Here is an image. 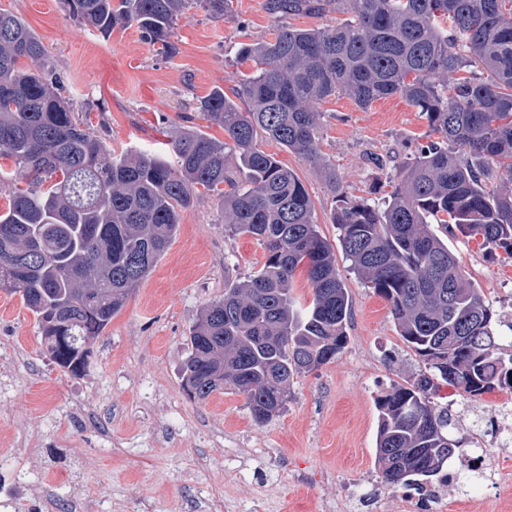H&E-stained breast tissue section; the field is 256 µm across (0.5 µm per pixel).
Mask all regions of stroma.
Returning <instances> with one entry per match:
<instances>
[{"label":"stroma","mask_w":512,"mask_h":512,"mask_svg":"<svg viewBox=\"0 0 512 512\" xmlns=\"http://www.w3.org/2000/svg\"><path fill=\"white\" fill-rule=\"evenodd\" d=\"M41 39L75 112L114 150H149L165 141L178 114L216 138L224 132L197 114L214 86L231 89L251 63L239 44L267 36L279 18L266 0H233L223 20L190 8L172 33L173 59L157 55L136 26L109 37L68 15L62 0H0ZM320 149L349 195L376 202L377 187L427 142L425 115L394 95L357 107L328 98ZM266 152L293 169L314 205L321 235L337 244L335 194L319 167L272 141ZM448 244L492 302L512 320V255L481 249L454 234ZM251 236L224 229L212 197L182 212L176 236L147 278L92 342L85 372L72 376L42 351L38 323L20 295L0 291V512H72L77 494L97 512H325L361 485L379 495L378 512H418L404 488L384 482L375 457L379 390L424 373V361L399 336L387 301L336 266L352 300L349 343L336 359L296 378L286 410L260 425L243 395L226 388L206 400L182 386L189 333L225 282L243 281L264 262ZM512 399L494 389L477 399L439 384V406L490 414ZM447 512H505L512 478L485 490L480 507L451 484Z\"/></svg>","instance_id":"stroma-1"}]
</instances>
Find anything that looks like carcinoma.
I'll return each mask as SVG.
<instances>
[{"label":"carcinoma","mask_w":512,"mask_h":512,"mask_svg":"<svg viewBox=\"0 0 512 512\" xmlns=\"http://www.w3.org/2000/svg\"><path fill=\"white\" fill-rule=\"evenodd\" d=\"M79 25L106 37L136 25L158 55L178 53L172 31L196 5L213 19L229 0H63ZM272 14L347 15L329 28L281 24L237 51L254 69L233 95L214 87L199 112L219 140L173 127L167 151L116 153L61 93L40 39L0 9V157L24 172L0 210V291L36 316L43 352L77 375L106 329L165 253L181 212L206 195L224 205V229L255 238L262 267L224 285L190 330L182 368L199 401L226 386L265 424L294 379L348 344V289L313 220L299 176L260 147L273 141L336 168L317 136L326 99L358 107L400 95L424 112L434 139L417 148L371 205L339 193L332 222L350 267L390 306L396 328L432 376L375 397V457L385 481L423 494L448 480L460 447L448 408L431 401L439 379L477 397L512 388V321L493 318L444 236L452 226L512 254V0H267ZM26 63H21V60ZM506 176L487 189L494 170ZM306 268L313 297L293 294Z\"/></svg>","instance_id":"cac0c4a2"}]
</instances>
